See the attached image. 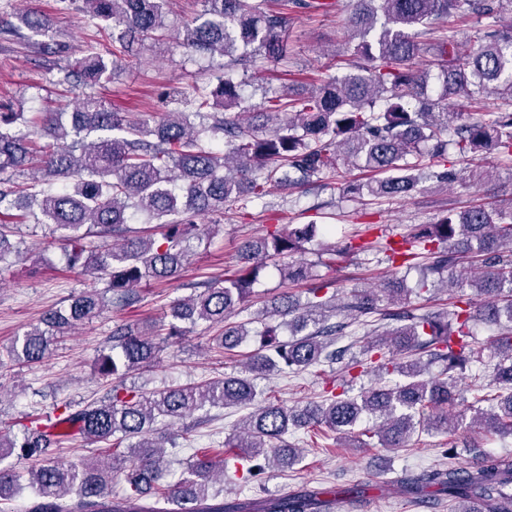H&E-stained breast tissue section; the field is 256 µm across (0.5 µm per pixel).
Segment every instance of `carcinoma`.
Segmentation results:
<instances>
[{"label":"carcinoma","instance_id":"1","mask_svg":"<svg viewBox=\"0 0 512 512\" xmlns=\"http://www.w3.org/2000/svg\"><path fill=\"white\" fill-rule=\"evenodd\" d=\"M202 11L183 23L181 46L211 61L209 84L198 87L189 111L164 113L155 126L118 112L93 93L107 83L118 56L130 55L142 38L162 40L167 33L168 0H82L98 30H112V54L90 45L86 54L64 67L89 92L78 100L68 121L61 112H0V265L12 252L9 235L20 224H51L67 242L68 267L92 271L106 281L112 303L130 301V289L147 281L175 279L198 244L210 233L191 223L197 214H224L228 203L259 201L273 188L292 189L321 179L334 181L340 194L372 201L406 197L424 180L457 175L436 167L449 154L465 160L491 154L512 170V0H354L347 57H332L334 73L320 76L305 93L262 79L269 67L288 57L289 11L298 0H200ZM453 17L470 24L474 35L459 39L436 27ZM251 72L262 90L261 102L240 93L234 71ZM439 91L428 93L431 72ZM500 107L487 110L484 98ZM461 124L448 125V104ZM54 139L41 144L36 130ZM355 163L365 178H351ZM45 176L19 181L18 173ZM156 225L142 234L130 227L134 217ZM374 240L341 248L326 245V259L297 262L292 256L319 231L316 220L289 224L245 242L238 269L221 282L170 305L168 323L146 336L133 326L112 330V348L103 353L98 374L112 382L108 399L80 409L69 402L53 416L34 417L19 436L0 434V462L14 455L31 462L18 468L0 465V501H10L27 484L33 497L26 512H330L333 488L310 487L270 500L224 501L213 476L228 461H240L249 481L271 470L292 468L301 459L290 430L319 428L352 438L361 448H406L423 432L448 436V458L477 447L460 433L464 415L454 411L458 379L472 372V419L487 432L512 435V207L448 210L434 224H412L394 239L380 231ZM119 239L120 247L101 249L90 237ZM379 249L391 263L387 299L400 305L380 308L369 289L353 288L341 305L317 283L315 267ZM426 259L428 276L450 288H470L490 300L477 305L458 298L448 309L421 313L410 305L411 290L397 278L402 268ZM289 259L283 280L311 282L305 298L285 293L272 315L285 318L291 336L277 328L249 331L230 321L252 296L257 275L268 261ZM481 267L467 280L460 259ZM104 293L94 288L51 311L13 342L12 361L30 364L49 355L54 337L104 308ZM343 315L344 320L328 323ZM391 321L385 338L366 340L362 358L346 357L349 347L336 337L361 317ZM224 325L216 345L233 350L250 335L258 348L244 373L197 386L146 392L124 384L131 371L152 366L159 345L183 334L179 321ZM496 327L491 349L498 357L492 382H480L473 367L483 363L475 347L477 322ZM376 374L380 382L359 397L332 387L319 402L300 410L267 402L241 418V430L224 440L225 450L189 461L186 476L162 483L166 471L162 443L153 437L158 419L171 422L209 405L248 408L257 397L255 380L269 372L301 373L325 364ZM440 367L432 375L429 366ZM403 381L388 386L385 375ZM379 422L361 426L364 416ZM104 442L114 449L109 467L86 461L62 465L54 451L73 437ZM123 492L112 494V482ZM395 492L418 504L429 496L448 501V512H512V456L488 455L475 469L455 465L407 473Z\"/></svg>","mask_w":512,"mask_h":512}]
</instances>
